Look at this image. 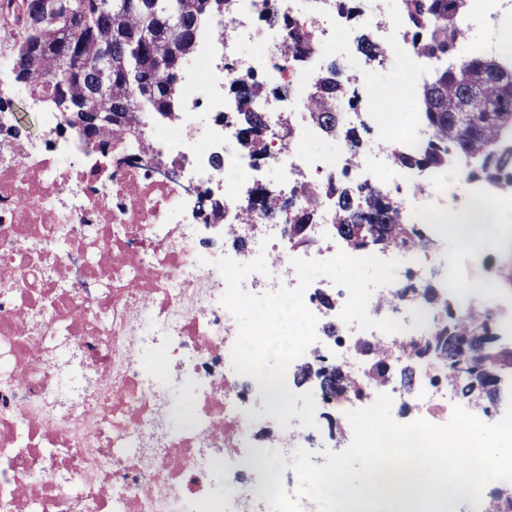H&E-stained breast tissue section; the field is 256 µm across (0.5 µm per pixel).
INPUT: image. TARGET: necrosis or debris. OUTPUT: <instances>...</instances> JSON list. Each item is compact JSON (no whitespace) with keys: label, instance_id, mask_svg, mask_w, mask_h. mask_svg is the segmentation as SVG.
I'll return each instance as SVG.
<instances>
[{"label":"necrosis or debris","instance_id":"1","mask_svg":"<svg viewBox=\"0 0 512 512\" xmlns=\"http://www.w3.org/2000/svg\"><path fill=\"white\" fill-rule=\"evenodd\" d=\"M368 2V37L389 59L404 56L403 19L391 14V0ZM272 10L294 13L295 0H229L227 15L203 26L172 118H145L149 149L114 145L105 165L75 130L47 147L0 142V349L9 350L4 364L16 377L0 383V512H270L272 470H256L253 459L326 448L322 425L305 428L293 417L285 429L259 427L252 406L269 393L231 367L237 324L220 302L224 281L215 260L264 255L270 276L243 283L253 294L298 283L286 221L267 228L265 250L250 236L224 246L243 234L239 214L260 189L286 198L297 184L323 183L346 165L358 183L396 194L402 215L440 244L435 252L382 254L401 264L392 284L373 291L368 313L400 321L399 332L345 324L346 290L327 307L310 284L304 302L317 318V340L288 378L318 361L362 373L357 346L364 340L392 347L394 363H402L398 344L424 340L439 322L402 290L409 278L426 282L437 268L461 309L495 307L446 258L449 227L472 223L483 201L473 179L443 169L421 179L391 164L392 151L427 139L417 113L399 127L373 113L376 147L355 162L311 154L304 141L316 133L308 119L314 73L350 39L337 24L336 0H315L311 18L325 55L295 68L278 53L284 31L263 21ZM254 77L269 88L253 104L267 141L261 158L242 151L232 119L239 102L231 85ZM287 116L296 128L289 144L280 137ZM156 155L183 163L178 180L154 175ZM397 293L395 306L378 307ZM62 346L90 374L66 398L58 383ZM442 372V360L429 358L416 367L412 386L375 384L360 400L384 392L417 417L445 424L463 399ZM186 401L196 408L192 425L171 427L170 409Z\"/></svg>","mask_w":512,"mask_h":512}]
</instances>
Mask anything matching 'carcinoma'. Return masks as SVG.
I'll return each instance as SVG.
<instances>
[{
    "label": "carcinoma",
    "instance_id": "1",
    "mask_svg": "<svg viewBox=\"0 0 512 512\" xmlns=\"http://www.w3.org/2000/svg\"><path fill=\"white\" fill-rule=\"evenodd\" d=\"M226 0H112V19L90 15L84 28L73 31L51 16L35 32L23 18V0H0V18L15 21L11 64L35 52V57L17 79L28 96L45 101L54 111H71L79 103L88 112H121L123 121L110 127L83 130L90 141L98 138L115 144L133 143L148 147L143 135L127 134V125L144 127L143 113L165 114L170 103L179 101L177 74L191 58L197 34L206 16L224 14ZM404 37L416 54L435 64L432 76L418 91L422 120L430 137L414 150H396L392 163L401 169L444 168L459 157L475 161L468 176L498 188H512V81L498 77L501 56L458 57L457 44L467 33L462 23L470 0H402ZM267 23L286 32L283 57L298 66L317 52L310 19L306 16L269 13ZM68 61L60 65V52ZM108 60L112 81L107 93L95 95L91 81L103 60ZM354 78L341 77L338 63L331 61L319 74L308 100L311 119L331 136H341L348 147V163H353L362 145L358 129H344L336 104L349 95ZM241 100L240 143L251 155L261 158L267 146L261 136V119L251 111V99L268 92L260 80L243 82L233 88ZM301 200L298 207L268 205L266 221L288 208L291 240L303 245L302 231L311 223L321 196L336 206V235L351 249L379 245L401 252L428 244L424 233L412 226L400 228L398 201L379 191H365L329 178L322 186L301 185L293 191ZM448 321L438 326L422 342L409 345L408 364L400 369V380L409 385L412 363L428 351L446 362L448 383L460 385L461 395L479 408L499 403V373L512 368V349L496 345V317L476 308L456 313L454 301H442ZM372 358V379L386 382L393 377L386 347H363ZM315 375L327 395L361 394L357 379L336 370L304 368L300 377ZM490 512H512V483L490 493Z\"/></svg>",
    "mask_w": 512,
    "mask_h": 512
}]
</instances>
